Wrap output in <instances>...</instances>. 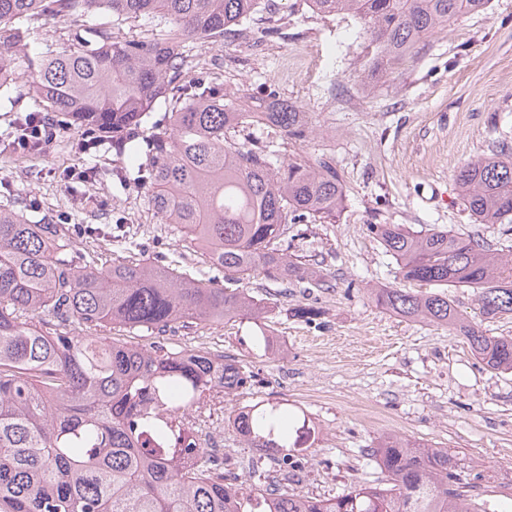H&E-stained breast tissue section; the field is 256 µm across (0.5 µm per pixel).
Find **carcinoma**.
I'll use <instances>...</instances> for the list:
<instances>
[{
    "label": "carcinoma",
    "mask_w": 512,
    "mask_h": 512,
    "mask_svg": "<svg viewBox=\"0 0 512 512\" xmlns=\"http://www.w3.org/2000/svg\"><path fill=\"white\" fill-rule=\"evenodd\" d=\"M317 14H348L377 47L367 76L402 65L417 42L489 0H306ZM260 0H0V94L15 61L28 57L27 94L56 124L85 132L84 152L109 140L145 138L138 187L161 224L180 226L222 273L207 280L156 262L98 264L70 257V227L0 205V512H488L479 486L448 448L386 436L370 449L385 474L332 498L287 486L292 416L286 403H256L233 426L248 448L282 454L281 476L224 469L196 430L203 409L253 380L240 362L202 347L147 349L100 335L105 328L163 336L181 324L259 321L264 306L251 280L295 278L315 288L326 274L313 259L288 255L293 221H336L346 199L333 164L290 159L273 165L246 130L263 124L302 141L306 113L291 101L228 99L208 81L197 45L247 36ZM110 14L106 24L94 21ZM47 17L85 19L58 51L28 56ZM146 21L144 36L114 30ZM196 70V76L185 75ZM164 120L145 127L161 100ZM462 205L481 224H512V147L507 140L456 175ZM397 261L403 282L442 287L419 294L375 288L384 310L464 337L484 366L512 371V337L487 336L458 310L447 288H470L482 317L512 315V250L480 238L405 224H370Z\"/></svg>",
    "instance_id": "obj_1"
}]
</instances>
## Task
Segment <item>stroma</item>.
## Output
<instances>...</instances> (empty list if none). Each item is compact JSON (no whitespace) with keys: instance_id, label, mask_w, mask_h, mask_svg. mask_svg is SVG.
<instances>
[{"instance_id":"35a3bbf8","label":"stroma","mask_w":512,"mask_h":512,"mask_svg":"<svg viewBox=\"0 0 512 512\" xmlns=\"http://www.w3.org/2000/svg\"><path fill=\"white\" fill-rule=\"evenodd\" d=\"M250 27L246 38L201 53L231 97H276L309 112L306 139L280 145L277 159H331L346 187L335 223L307 219L288 242L289 254L322 258L327 285L254 279V296L269 308L261 328L238 319L178 326L162 336L122 329L116 338L167 349L200 346L250 366L254 385L225 399L208 442L225 449L237 474L271 463L245 446L228 417L260 401L284 400L315 428L313 450L299 455L297 492L329 498L358 483L384 482L368 450L395 435L457 451L465 471L488 486V512H512V372L486 370L466 339L447 328L377 307L370 289L398 281L394 259L368 230L408 224L495 246L512 242V226L473 221L455 183L459 168L492 142H512V0H490L484 11L451 20L422 39L399 69L371 80L364 70L374 50L349 16L314 14L304 0H272ZM266 27L274 35L261 36ZM82 139L71 126L57 128L34 154L0 146V196L35 202L39 217L73 216L75 260L95 251L108 264L160 260L197 279L212 277L207 257L186 247L175 225L157 221L145 190L64 178L92 161L133 171L145 160L108 144L92 159ZM297 304L318 307L320 318L309 324L291 317ZM262 331L269 344L258 343Z\"/></svg>"}]
</instances>
